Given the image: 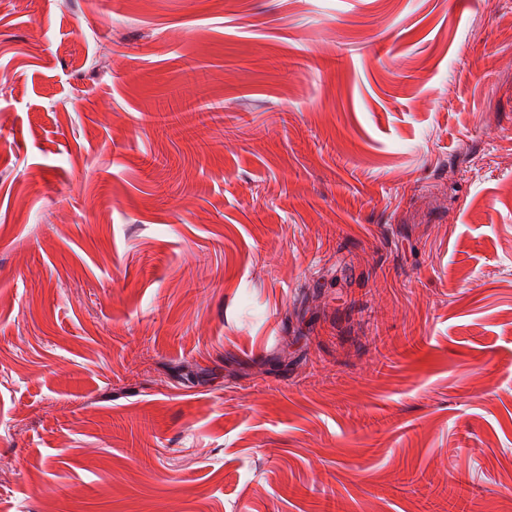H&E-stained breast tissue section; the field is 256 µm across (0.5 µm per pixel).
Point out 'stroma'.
<instances>
[{
	"label": "stroma",
	"mask_w": 512,
	"mask_h": 512,
	"mask_svg": "<svg viewBox=\"0 0 512 512\" xmlns=\"http://www.w3.org/2000/svg\"><path fill=\"white\" fill-rule=\"evenodd\" d=\"M458 493L512 512V0H0V512Z\"/></svg>",
	"instance_id": "1"
}]
</instances>
